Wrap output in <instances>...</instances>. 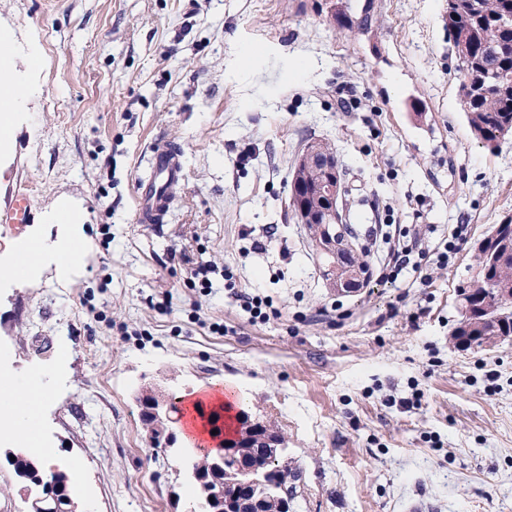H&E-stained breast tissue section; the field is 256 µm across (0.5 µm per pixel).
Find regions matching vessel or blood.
<instances>
[{"label": "vessel or blood", "instance_id": "b4317fda", "mask_svg": "<svg viewBox=\"0 0 512 512\" xmlns=\"http://www.w3.org/2000/svg\"><path fill=\"white\" fill-rule=\"evenodd\" d=\"M151 175L140 183L136 219L141 224L162 223L172 194L181 179L182 153L178 147L157 139L150 148Z\"/></svg>", "mask_w": 512, "mask_h": 512}]
</instances>
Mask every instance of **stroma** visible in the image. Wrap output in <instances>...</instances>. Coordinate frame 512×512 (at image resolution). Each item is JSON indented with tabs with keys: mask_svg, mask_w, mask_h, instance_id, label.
<instances>
[{
	"mask_svg": "<svg viewBox=\"0 0 512 512\" xmlns=\"http://www.w3.org/2000/svg\"><path fill=\"white\" fill-rule=\"evenodd\" d=\"M446 0H0V99L34 93L0 138V210L16 192L23 236L56 240L60 201L87 242L77 276L47 270L0 288L10 379L65 357L38 438L79 467L80 512H172L193 488L155 448L135 398L177 404L233 387L275 420L302 480L290 512H512V341L458 351L457 290L472 247L512 215V134L476 140L456 102ZM183 179L164 223L135 220L156 137ZM331 142L360 245L466 225L443 268L327 288L289 205L298 155ZM209 270L208 287L191 282ZM269 300L255 323L224 288ZM346 318H337V310ZM0 438V512H29Z\"/></svg>",
	"mask_w": 512,
	"mask_h": 512,
	"instance_id": "35a3bbf8",
	"label": "stroma"
}]
</instances>
